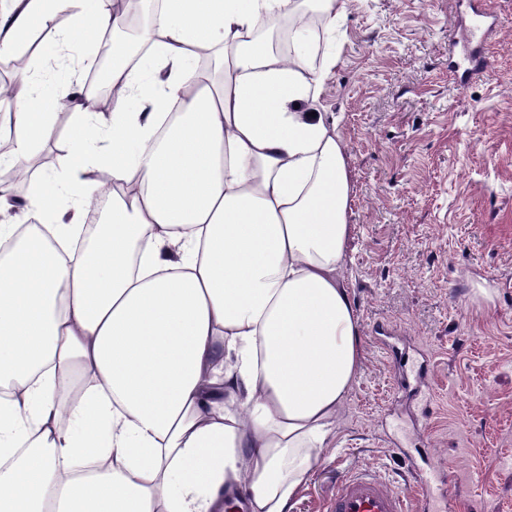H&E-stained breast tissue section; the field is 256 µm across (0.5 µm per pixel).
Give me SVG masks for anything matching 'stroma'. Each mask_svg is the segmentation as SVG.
Here are the masks:
<instances>
[{
    "mask_svg": "<svg viewBox=\"0 0 512 512\" xmlns=\"http://www.w3.org/2000/svg\"><path fill=\"white\" fill-rule=\"evenodd\" d=\"M477 10L492 21L483 70ZM88 49L43 60L49 88ZM334 49L316 108L339 116L347 150L363 360L290 512H324L360 465L444 471L454 512H512V0H348ZM390 343L426 356L428 406L397 389Z\"/></svg>",
    "mask_w": 512,
    "mask_h": 512,
    "instance_id": "obj_1",
    "label": "stroma"
}]
</instances>
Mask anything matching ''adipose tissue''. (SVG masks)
<instances>
[{
	"mask_svg": "<svg viewBox=\"0 0 512 512\" xmlns=\"http://www.w3.org/2000/svg\"><path fill=\"white\" fill-rule=\"evenodd\" d=\"M301 0H161L143 63L107 0H11L0 55L58 16L56 45L112 32L111 116L72 83L55 175L30 162L62 96L34 72L12 97L24 208L0 190V512H288L361 367L345 284L350 177L335 115H310L336 68L254 31ZM217 51L215 73L195 48ZM178 120L165 125L178 90ZM115 190L85 234L98 173ZM29 225L17 236L19 225Z\"/></svg>",
	"mask_w": 512,
	"mask_h": 512,
	"instance_id": "obj_1",
	"label": "adipose tissue"
}]
</instances>
